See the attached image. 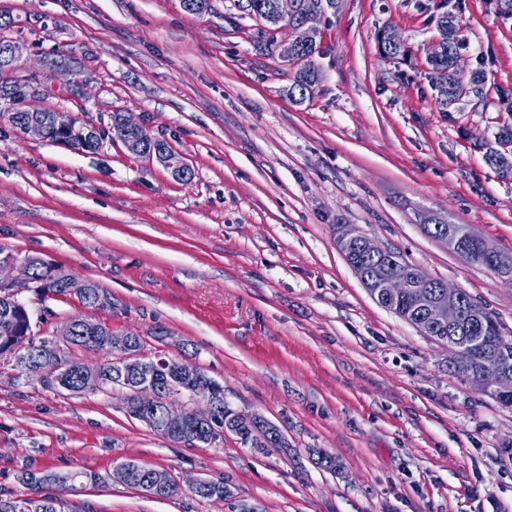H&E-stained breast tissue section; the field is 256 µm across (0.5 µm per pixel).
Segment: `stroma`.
I'll use <instances>...</instances> for the list:
<instances>
[{
	"instance_id": "stroma-1",
	"label": "stroma",
	"mask_w": 512,
	"mask_h": 512,
	"mask_svg": "<svg viewBox=\"0 0 512 512\" xmlns=\"http://www.w3.org/2000/svg\"><path fill=\"white\" fill-rule=\"evenodd\" d=\"M420 0H341L319 24L313 98L287 90L295 63L257 47L238 0L205 15L182 0H0L14 73L41 84L30 108L107 132L113 113L166 141L189 181L115 138L93 153L21 136L0 120V249L99 283L101 321L151 356L201 368L231 408L278 425L287 448L230 436L191 447L127 414L121 389L62 395L0 364V497L22 471L83 472L84 512H512V407L448 369V350L362 285L336 246L342 225L468 293L512 338V284L425 234L433 214L512 251V177L483 158L507 120L512 18L451 0L485 97L443 110L426 56L437 36ZM410 49L384 60L377 33ZM35 336L83 314L76 298L24 293ZM162 337H155L157 329ZM335 457V467L317 453ZM132 460L184 491L114 482ZM196 478L230 495L202 499Z\"/></svg>"
}]
</instances>
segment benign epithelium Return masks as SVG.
Masks as SVG:
<instances>
[{
	"label": "benign epithelium",
	"mask_w": 512,
	"mask_h": 512,
	"mask_svg": "<svg viewBox=\"0 0 512 512\" xmlns=\"http://www.w3.org/2000/svg\"><path fill=\"white\" fill-rule=\"evenodd\" d=\"M298 0H275L273 8L267 18V26L270 29H278L288 19L295 16L299 10ZM302 38L307 41L320 39L321 32L318 23L326 17V14L315 9L305 10L302 13ZM123 122L129 136L125 140L126 147L132 152L154 159L158 163L172 169L179 178H184L187 172V164L174 153L164 149H155L148 146L144 135L141 134V125L128 117H123ZM21 134L24 136H36L41 139L48 138V128L42 111L38 109L29 110V117L22 127ZM436 239L446 245L454 252L461 249L459 235L449 227H436ZM338 249L345 255L357 249L365 256L374 261V266L368 269L358 263L353 264V269L360 280L367 288L374 300L387 306L392 301L406 295L414 296L418 302L423 304L424 313L431 326L453 332L461 327L463 311L467 310L470 320L475 322L480 318V308L475 303H465L460 290L450 288L443 282L437 283L424 274L420 269L412 268L409 276L397 275L392 269L390 250L373 239L365 236L360 231L349 227L341 226V231L336 240ZM17 260L14 258H0V287L11 284H20L29 279V273L33 266V260L25 259L22 262V276L19 278H5L3 273L14 268ZM85 321L93 327L102 328L112 345V350L120 356L121 366L125 370H134L139 380L134 385V412L137 416L148 419L156 411L158 406H165V416L160 428V434L178 443L188 438L190 446L208 444L204 434L198 432L189 434V422H194L197 427H210V412H196L193 418H188L184 411L176 410L172 404V398L162 395L160 387L155 379L154 365L136 356L137 340L131 332L117 333L112 327L103 324L89 316ZM66 371L64 363L58 361L54 364L25 370L26 377L37 379L42 385H61L60 377ZM473 381L495 392L512 390V366L497 365L494 368L480 372L473 378ZM167 483L166 474L163 471L155 470L148 478L139 484V489L154 496L164 488Z\"/></svg>",
	"instance_id": "7a95c632"
}]
</instances>
